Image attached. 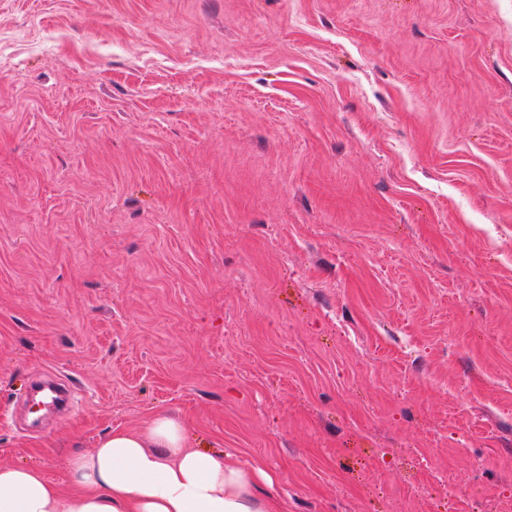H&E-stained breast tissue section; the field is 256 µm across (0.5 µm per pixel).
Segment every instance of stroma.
I'll use <instances>...</instances> for the list:
<instances>
[{
  "label": "stroma",
  "mask_w": 512,
  "mask_h": 512,
  "mask_svg": "<svg viewBox=\"0 0 512 512\" xmlns=\"http://www.w3.org/2000/svg\"><path fill=\"white\" fill-rule=\"evenodd\" d=\"M160 412L288 512H512V0H0V464ZM48 391L49 396H45L47 403L53 406L59 412H65L70 408L71 390L62 383H42L34 388V391Z\"/></svg>",
  "instance_id": "obj_1"
}]
</instances>
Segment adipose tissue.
Returning a JSON list of instances; mask_svg holds the SVG:
<instances>
[{
	"instance_id": "obj_1",
	"label": "adipose tissue",
	"mask_w": 512,
	"mask_h": 512,
	"mask_svg": "<svg viewBox=\"0 0 512 512\" xmlns=\"http://www.w3.org/2000/svg\"><path fill=\"white\" fill-rule=\"evenodd\" d=\"M263 475L232 454L189 447L183 424L158 413L143 429H110L74 454L60 482L0 465V512H286L257 493Z\"/></svg>"
}]
</instances>
